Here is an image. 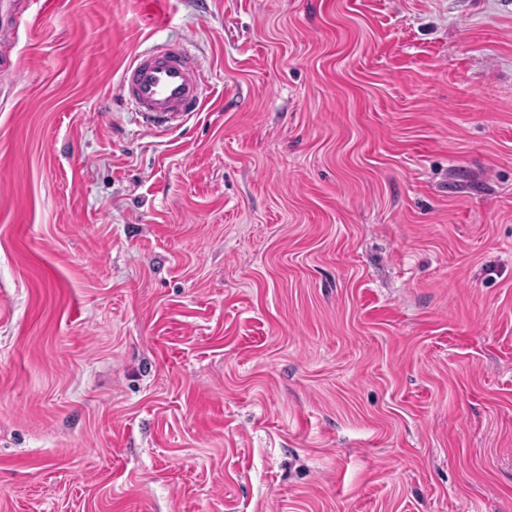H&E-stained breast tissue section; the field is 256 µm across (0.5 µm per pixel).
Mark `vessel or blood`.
<instances>
[{"label": "vessel or blood", "instance_id": "obj_1", "mask_svg": "<svg viewBox=\"0 0 512 512\" xmlns=\"http://www.w3.org/2000/svg\"><path fill=\"white\" fill-rule=\"evenodd\" d=\"M200 69L170 50L141 52L122 71L123 100L150 119L154 128L173 118L199 111L204 105Z\"/></svg>", "mask_w": 512, "mask_h": 512}]
</instances>
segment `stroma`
Here are the masks:
<instances>
[{"label": "stroma", "instance_id": "stroma-1", "mask_svg": "<svg viewBox=\"0 0 512 512\" xmlns=\"http://www.w3.org/2000/svg\"><path fill=\"white\" fill-rule=\"evenodd\" d=\"M56 2L0 36V512H512V0ZM200 69L170 50L141 52L122 71L123 100L151 120L156 129L173 118L198 112L204 105Z\"/></svg>", "mask_w": 512, "mask_h": 512}]
</instances>
